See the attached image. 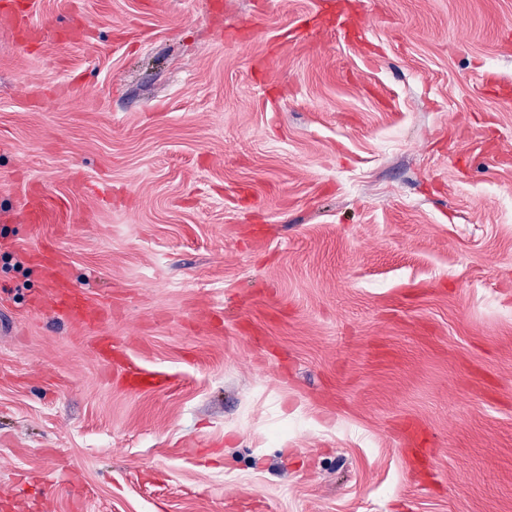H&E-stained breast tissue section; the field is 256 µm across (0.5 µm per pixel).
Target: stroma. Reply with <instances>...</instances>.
I'll return each mask as SVG.
<instances>
[{
	"instance_id": "35a3bbf8",
	"label": "stroma",
	"mask_w": 512,
	"mask_h": 512,
	"mask_svg": "<svg viewBox=\"0 0 512 512\" xmlns=\"http://www.w3.org/2000/svg\"><path fill=\"white\" fill-rule=\"evenodd\" d=\"M4 10L0 512H512V0Z\"/></svg>"
}]
</instances>
